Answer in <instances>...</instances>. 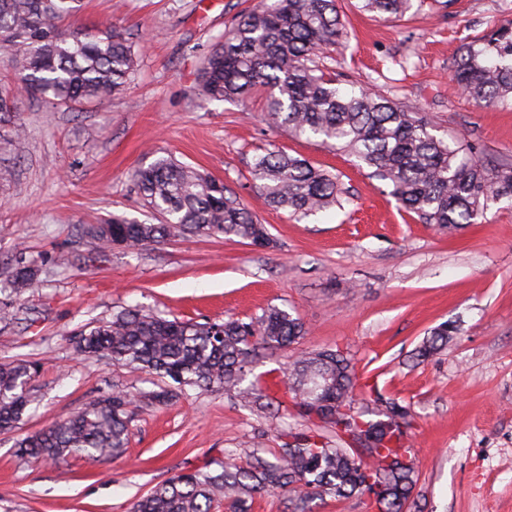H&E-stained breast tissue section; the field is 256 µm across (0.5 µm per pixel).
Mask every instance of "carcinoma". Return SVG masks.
Returning a JSON list of instances; mask_svg holds the SVG:
<instances>
[{
  "label": "carcinoma",
  "instance_id": "cac0c4a2",
  "mask_svg": "<svg viewBox=\"0 0 512 512\" xmlns=\"http://www.w3.org/2000/svg\"><path fill=\"white\" fill-rule=\"evenodd\" d=\"M414 0H359L358 8L402 17ZM83 0H0V50L9 55L18 87L54 105L103 103L123 93L138 66V46L112 26L83 29L70 20ZM348 32L337 0H258L240 15L206 55L201 94L216 101H247L269 90V123L341 150L391 187V195L424 224L448 232L476 224L490 203L512 197V164L480 157L464 139L445 140L419 112L353 85L346 89L322 68L321 57ZM464 94L488 107L512 104V22L464 41L453 67ZM252 187L276 209L309 217L341 205L339 175L281 149H268L251 165ZM152 219L114 215L83 228L101 248L137 250L182 234L274 244L242 196L207 173L171 156L134 173ZM37 270L17 260L9 279L15 294L33 285ZM305 322L277 307L260 316L204 324L128 309L75 338L84 355L170 379L179 390L222 389L258 409L272 407L262 390L244 387L247 368L261 351L298 343ZM442 323L416 349L426 360L448 343ZM36 362L0 365V431L23 418L31 404L28 382ZM357 398L351 359L340 350L301 352L288 366L283 395L297 414L327 425L332 436L288 432L289 441L265 457L256 449L245 465L229 459L221 471L179 472L133 503L131 512H249L261 492L285 491L297 512L315 496L375 495L379 512H405L415 485L406 448L413 425L407 408L366 385ZM136 399L125 392L97 397L70 417L20 439L19 451L52 460L71 455L97 461L128 444Z\"/></svg>",
  "mask_w": 512,
  "mask_h": 512
}]
</instances>
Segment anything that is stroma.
<instances>
[{
	"label": "stroma",
	"instance_id": "1",
	"mask_svg": "<svg viewBox=\"0 0 512 512\" xmlns=\"http://www.w3.org/2000/svg\"><path fill=\"white\" fill-rule=\"evenodd\" d=\"M255 2L218 0L205 12L198 0H83L76 25L128 29L142 48L125 96L74 111L22 98L19 154L12 126L0 124V171L9 173L0 179V282L20 256L37 271L24 294L0 292V363L42 365L34 402L17 428L0 432V512H130L177 472L281 447L280 425L295 412L277 388L290 352L252 364L248 381L281 401L260 412L216 389L154 401L157 377L73 345L124 309L203 323L271 306L304 319L294 351L340 349L359 383L376 382L410 410L408 512H512V199L451 236L405 212L386 182L343 152L270 127L264 92L244 105L199 95L204 55ZM340 7L349 43L324 60L340 83L422 113L436 135L463 136L485 157L512 159V106L478 105L450 82L462 41L512 20V0H422L389 20L357 0ZM273 147L339 174L344 207L297 219L268 205L250 166ZM167 155L243 196L274 247L186 234L99 254L83 226L112 214L144 219L132 174ZM446 321L458 325L448 344L416 360L415 348ZM117 391L139 397L120 457L20 453L26 434Z\"/></svg>",
	"mask_w": 512,
	"mask_h": 512
}]
</instances>
